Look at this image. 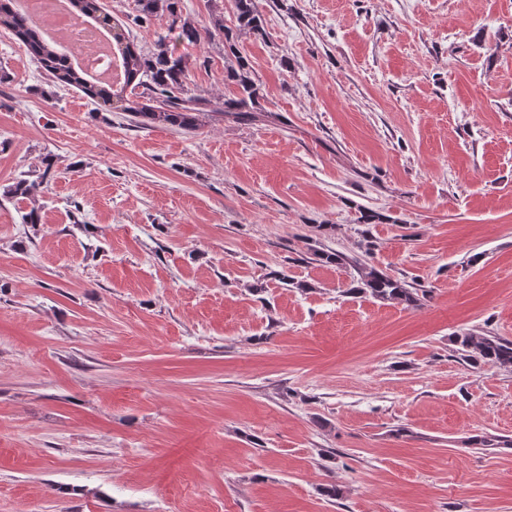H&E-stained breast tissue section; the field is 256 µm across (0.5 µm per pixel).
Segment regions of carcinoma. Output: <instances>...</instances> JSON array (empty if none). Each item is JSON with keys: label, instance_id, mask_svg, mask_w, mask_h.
Here are the masks:
<instances>
[{"label": "carcinoma", "instance_id": "cac0c4a2", "mask_svg": "<svg viewBox=\"0 0 512 512\" xmlns=\"http://www.w3.org/2000/svg\"><path fill=\"white\" fill-rule=\"evenodd\" d=\"M73 7L93 28L104 34L119 54L123 70L120 83H109L91 76L82 65L68 63L70 54L59 48L51 38L32 25L21 10L0 3V26H5L26 47L47 78L79 89L86 97L100 99L110 106L129 113L137 123L164 124L192 131L200 127L199 116L214 112L240 124L275 120L278 114L265 109L261 100L264 90L255 78L251 61L238 48L243 34H265L266 20L259 10L258 0H231L234 24H224V13L211 14L210 25L199 27L181 18L180 0H137L138 19L167 15L172 18L168 34L159 38L154 48L147 50L125 40L123 24L112 20L99 0H70ZM220 38L224 44V85L229 94L214 101L201 94H191L187 88L188 59L178 52L181 44H196L202 40ZM43 173L29 179L19 177L7 194L33 202L42 193V185L52 168V160H44ZM311 260L322 264H353L358 276L347 289L350 294H365L375 299L395 300L407 307L421 305L419 289L391 277L375 266H364L346 255L308 248ZM464 358L474 365L491 362L512 367V341L499 336H458Z\"/></svg>", "mask_w": 512, "mask_h": 512}]
</instances>
